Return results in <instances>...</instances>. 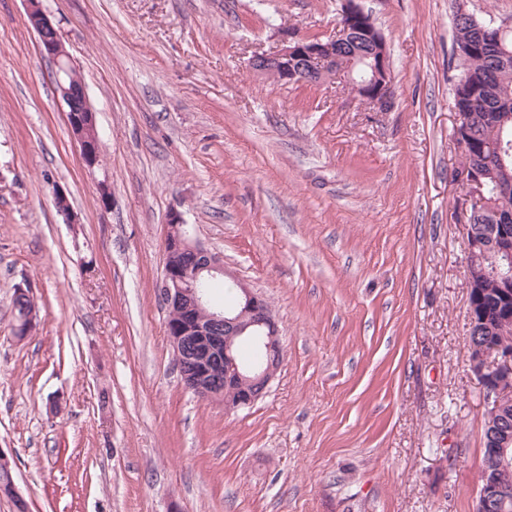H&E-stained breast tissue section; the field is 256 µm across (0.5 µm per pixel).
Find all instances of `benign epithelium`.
<instances>
[{"label": "benign epithelium", "mask_w": 512, "mask_h": 512, "mask_svg": "<svg viewBox=\"0 0 512 512\" xmlns=\"http://www.w3.org/2000/svg\"><path fill=\"white\" fill-rule=\"evenodd\" d=\"M28 21L40 52L55 65V90L66 106V122L78 144L83 163L99 164L101 145L95 109L83 85L76 84L73 65L60 27L42 10L40 0H26ZM336 34L312 42L296 31H279L280 45L257 53L248 61L256 75L281 83L322 84L337 77L346 79L351 93L378 112L392 104L390 49L383 36L373 40L366 55L357 50L363 31L355 24L367 20L356 0H345ZM494 166L466 163L454 169L453 178L463 192L462 220L468 249V305L470 370L482 387L489 456L485 479L479 486L475 512H507L512 502V424L506 405L512 400V209L492 210L493 223L473 224V206L485 202L487 180L494 178ZM56 208L65 223L77 224L66 193L53 188ZM164 245L163 274L159 300L168 314L167 335L184 385L200 398L219 402L230 412L252 405L267 393L277 375L283 351L278 321L269 302L244 282H237L239 301L232 308L211 303L210 285L228 275L223 261L197 242L185 228L182 214L171 209ZM194 254L192 264L176 265L174 252ZM495 280L498 304L484 312L485 281ZM250 334L258 338L263 358L254 368L239 363L233 340ZM497 337L487 341V335Z\"/></svg>", "instance_id": "obj_1"}]
</instances>
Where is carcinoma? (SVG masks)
<instances>
[{"mask_svg": "<svg viewBox=\"0 0 512 512\" xmlns=\"http://www.w3.org/2000/svg\"><path fill=\"white\" fill-rule=\"evenodd\" d=\"M484 23L471 20L466 13L455 29V52L463 71L455 86V106L475 113L465 134L467 150L464 160H482L498 164L497 150L512 170V56L501 62L495 34L483 30ZM15 321L34 308V302L17 294L10 298Z\"/></svg>", "mask_w": 512, "mask_h": 512, "instance_id": "obj_1", "label": "carcinoma"}]
</instances>
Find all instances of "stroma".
Masks as SVG:
<instances>
[{"instance_id": "obj_1", "label": "stroma", "mask_w": 512, "mask_h": 512, "mask_svg": "<svg viewBox=\"0 0 512 512\" xmlns=\"http://www.w3.org/2000/svg\"><path fill=\"white\" fill-rule=\"evenodd\" d=\"M357 3L390 48L387 112L248 67L279 28L334 35L342 0H41L96 110L90 169L25 0H0V449L29 512H474L453 16L512 25V0ZM173 208L231 273L217 301L247 283L280 323V370L235 412L175 365ZM10 307L16 322L15 326H18V323L22 315L27 310H32L34 308L33 298L30 299L22 296H17L16 291L14 290L10 298ZM35 317V311H32V313L28 317H24L21 319L20 325L17 328V331L21 336H27L31 332Z\"/></svg>"}]
</instances>
